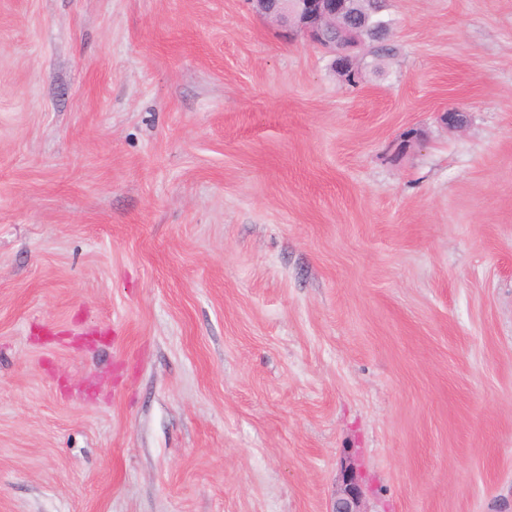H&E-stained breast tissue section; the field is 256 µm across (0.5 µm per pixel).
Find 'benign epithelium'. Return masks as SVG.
Here are the masks:
<instances>
[{
	"instance_id": "obj_1",
	"label": "benign epithelium",
	"mask_w": 512,
	"mask_h": 512,
	"mask_svg": "<svg viewBox=\"0 0 512 512\" xmlns=\"http://www.w3.org/2000/svg\"><path fill=\"white\" fill-rule=\"evenodd\" d=\"M259 15L293 29L333 56L334 67L353 71L364 56L359 34L345 26L347 0H249ZM357 469L346 465L330 512H366Z\"/></svg>"
}]
</instances>
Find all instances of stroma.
Instances as JSON below:
<instances>
[{
  "label": "stroma",
  "mask_w": 512,
  "mask_h": 512,
  "mask_svg": "<svg viewBox=\"0 0 512 512\" xmlns=\"http://www.w3.org/2000/svg\"><path fill=\"white\" fill-rule=\"evenodd\" d=\"M386 14L353 89L247 0H0V512H512V0ZM364 490L357 469L351 463L341 474V483L330 512H366L363 508Z\"/></svg>",
  "instance_id": "1"
}]
</instances>
